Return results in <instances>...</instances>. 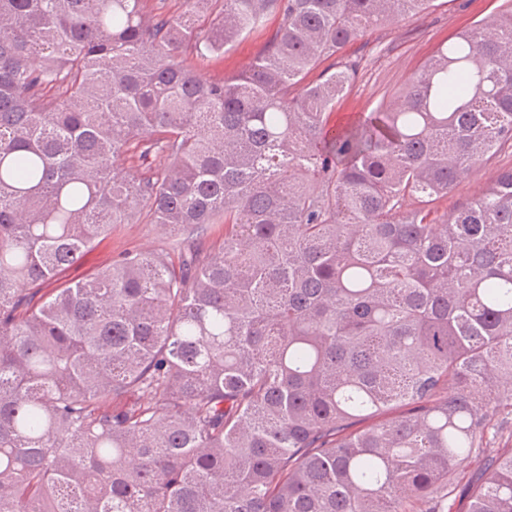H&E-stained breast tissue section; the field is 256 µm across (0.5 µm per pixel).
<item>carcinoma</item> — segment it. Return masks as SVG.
<instances>
[{
  "mask_svg": "<svg viewBox=\"0 0 512 512\" xmlns=\"http://www.w3.org/2000/svg\"><path fill=\"white\" fill-rule=\"evenodd\" d=\"M148 2L0 0V512H453L512 419V166L434 204L512 147V0L364 118L342 51L430 0ZM144 213L179 259L65 279ZM276 16H271L267 25L234 46L226 49L224 53L198 63L197 72L205 81H218L224 76H231L244 69L262 53L266 42L272 32L277 28ZM512 166V150L504 148L492 159L478 165L469 180L457 185L438 204L439 214H452L458 207L467 204L478 196L488 185L495 172L500 168ZM507 436H508V433H505L502 439H495V440L489 441L486 445L487 448H482L481 453L478 457L473 458L470 462H468L466 465H464V467L459 469L457 478H456V482L458 484V488H457L458 490H457L456 501H455L454 509H453L454 511L455 510H457V511L465 510L464 508L466 506V498L460 496L459 494H460V490L464 487L465 482L467 481V479L469 477V474L479 468L483 459L496 455L499 451V448H503L505 442L509 441L508 444H509V448H510L511 442H510V438L508 439Z\"/></svg>",
  "mask_w": 512,
  "mask_h": 512,
  "instance_id": "obj_1",
  "label": "carcinoma"
}]
</instances>
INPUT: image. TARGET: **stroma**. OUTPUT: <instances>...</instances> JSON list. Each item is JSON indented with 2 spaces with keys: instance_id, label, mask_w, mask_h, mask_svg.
Here are the masks:
<instances>
[{
  "instance_id": "stroma-1",
  "label": "stroma",
  "mask_w": 512,
  "mask_h": 512,
  "mask_svg": "<svg viewBox=\"0 0 512 512\" xmlns=\"http://www.w3.org/2000/svg\"><path fill=\"white\" fill-rule=\"evenodd\" d=\"M506 0H430L427 9L417 15L398 18L372 28L346 52L360 62L346 96L336 110L343 115H369L380 103L401 89L423 66L436 47L454 37L473 22L489 18L505 8ZM278 25L270 18L267 25L224 53L198 63L197 72L205 81H218L246 69L262 53ZM512 166V150L503 149L492 159L478 165L469 180L457 185L440 201V213L449 214L478 196L498 169ZM173 245V238L160 225L139 222L117 225L110 236L99 242L70 269L68 277L76 281L107 266L113 257L127 249L159 250Z\"/></svg>"
}]
</instances>
